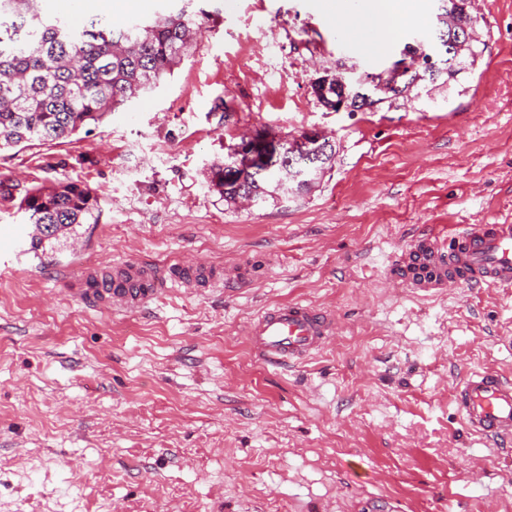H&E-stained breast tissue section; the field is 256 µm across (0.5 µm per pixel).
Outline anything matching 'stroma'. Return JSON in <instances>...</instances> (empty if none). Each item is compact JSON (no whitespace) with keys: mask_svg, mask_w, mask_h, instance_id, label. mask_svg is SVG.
Listing matches in <instances>:
<instances>
[{"mask_svg":"<svg viewBox=\"0 0 512 512\" xmlns=\"http://www.w3.org/2000/svg\"><path fill=\"white\" fill-rule=\"evenodd\" d=\"M325 0H196L191 54L91 133L0 152V512H512V451L471 434L454 391L512 378V289L391 287L392 264L448 224L512 222V0H470L482 53L376 109L332 111L325 75H377L434 37L439 0L366 56ZM316 131L310 188L260 204L209 186L230 145ZM74 181L100 223L50 258L20 254L13 191ZM240 266L141 312L95 306L77 264ZM299 302L336 334L265 365L246 325Z\"/></svg>","mask_w":512,"mask_h":512,"instance_id":"stroma-1","label":"stroma"}]
</instances>
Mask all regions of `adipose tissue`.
I'll use <instances>...</instances> for the list:
<instances>
[{
  "instance_id": "1",
  "label": "adipose tissue",
  "mask_w": 512,
  "mask_h": 512,
  "mask_svg": "<svg viewBox=\"0 0 512 512\" xmlns=\"http://www.w3.org/2000/svg\"><path fill=\"white\" fill-rule=\"evenodd\" d=\"M327 12L337 30L347 38H354L356 30L372 32V39L358 42L366 54H379L390 47L392 30L409 23L419 10V0H327ZM358 18V29H351L349 21Z\"/></svg>"
}]
</instances>
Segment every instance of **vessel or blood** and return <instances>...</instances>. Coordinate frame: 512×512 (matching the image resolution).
<instances>
[{"instance_id": "obj_1", "label": "vessel or blood", "mask_w": 512, "mask_h": 512, "mask_svg": "<svg viewBox=\"0 0 512 512\" xmlns=\"http://www.w3.org/2000/svg\"><path fill=\"white\" fill-rule=\"evenodd\" d=\"M395 282L424 291L475 287L512 288V224H466L425 235L391 267ZM224 266L178 262L167 268L142 262L113 264L111 281L98 268L81 269L77 295L106 298L110 305L141 310L167 289L198 292L223 286ZM334 334V317L300 303L264 309L245 333L252 353L275 368L296 365L320 351ZM455 403L470 432L503 446L512 444V381L488 369L470 370L457 386Z\"/></svg>"}]
</instances>
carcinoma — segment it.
Here are the masks:
<instances>
[{"label":"carcinoma","instance_id":"cac0c4a2","mask_svg":"<svg viewBox=\"0 0 512 512\" xmlns=\"http://www.w3.org/2000/svg\"><path fill=\"white\" fill-rule=\"evenodd\" d=\"M182 2L176 12L131 26L115 28L96 17L74 31L64 20L45 16L40 0H0V151L75 135L172 75L201 32L198 15L188 12L193 0ZM476 24L462 7L453 23L443 22L446 58L429 77L452 78L464 69L445 40L462 27L474 34ZM331 157V145L323 142L310 157L286 150L279 160L284 176L301 189L305 183L297 174L321 168ZM268 183V174L253 172L226 186L224 163L211 169L210 185L227 203L248 193L263 200ZM18 208L34 225L29 247L34 253L54 247L59 236L75 234L83 224L98 223L101 212L97 196L72 181L26 188Z\"/></svg>","mask_w":512,"mask_h":512}]
</instances>
